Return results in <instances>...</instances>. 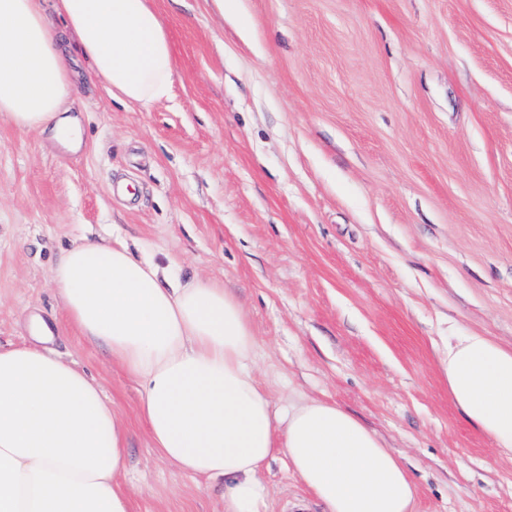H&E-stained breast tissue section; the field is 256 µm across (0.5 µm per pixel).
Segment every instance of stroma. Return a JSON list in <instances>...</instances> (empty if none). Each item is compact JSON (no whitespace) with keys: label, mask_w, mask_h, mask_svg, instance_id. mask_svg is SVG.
Returning <instances> with one entry per match:
<instances>
[{"label":"stroma","mask_w":512,"mask_h":512,"mask_svg":"<svg viewBox=\"0 0 512 512\" xmlns=\"http://www.w3.org/2000/svg\"><path fill=\"white\" fill-rule=\"evenodd\" d=\"M149 4L167 98L112 99L78 55L79 151L0 117V345L42 317L102 386L132 512H224L219 485L158 456L138 385L65 317L52 268L117 235L230 288L275 403L325 397L375 430L417 512H512V461L443 369L452 336L512 348V0H243L234 21L213 0ZM262 478L267 512H321L284 455Z\"/></svg>","instance_id":"obj_1"}]
</instances>
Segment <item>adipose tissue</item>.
<instances>
[{
	"instance_id": "adipose-tissue-1",
	"label": "adipose tissue",
	"mask_w": 512,
	"mask_h": 512,
	"mask_svg": "<svg viewBox=\"0 0 512 512\" xmlns=\"http://www.w3.org/2000/svg\"><path fill=\"white\" fill-rule=\"evenodd\" d=\"M80 53L113 98H166L174 58L147 0H0V116L77 147ZM68 318L139 386L162 457L224 484V512H266L262 470L282 454L323 512H416L417 486L385 440L322 398L277 406L256 375L258 340L219 282H181L120 239L64 252L52 270ZM33 344L0 348V512H131L126 430L101 386L56 357L42 319ZM448 399L512 460V349L448 341Z\"/></svg>"
}]
</instances>
